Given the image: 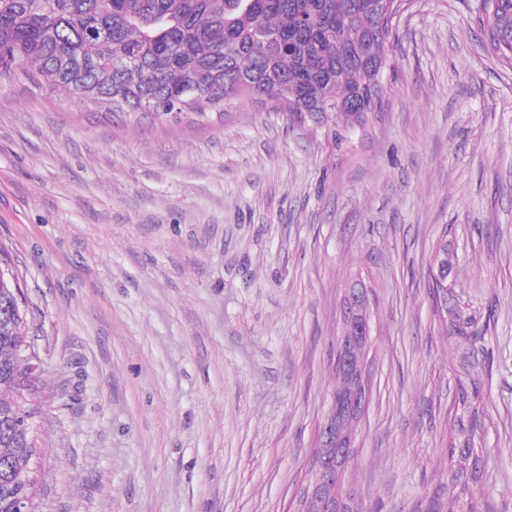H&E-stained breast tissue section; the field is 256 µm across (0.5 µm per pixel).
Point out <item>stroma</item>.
I'll return each instance as SVG.
<instances>
[{
    "label": "stroma",
    "mask_w": 512,
    "mask_h": 512,
    "mask_svg": "<svg viewBox=\"0 0 512 512\" xmlns=\"http://www.w3.org/2000/svg\"><path fill=\"white\" fill-rule=\"evenodd\" d=\"M481 3L406 0L378 109L336 142L246 98L162 128L0 88L36 512H287L358 280L361 512H427L473 417L490 505L512 512V66L484 48ZM443 245L452 303L481 315L469 342L430 294Z\"/></svg>",
    "instance_id": "1"
}]
</instances>
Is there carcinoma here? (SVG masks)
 <instances>
[{
  "label": "carcinoma",
  "instance_id": "1",
  "mask_svg": "<svg viewBox=\"0 0 512 512\" xmlns=\"http://www.w3.org/2000/svg\"><path fill=\"white\" fill-rule=\"evenodd\" d=\"M0 0V86L47 80L107 119L150 118L160 125H204L239 96L268 102L324 136L336 123L357 127L376 111L389 62L393 15L376 17L374 0ZM479 22L488 52L512 63V0H483ZM20 287L0 248V512L12 497L33 495L16 481L31 462V434L16 422L23 361L30 342ZM476 313L452 312L454 335L476 336ZM459 420L448 446V498L456 512H488L480 456ZM355 449L337 448L334 469H350Z\"/></svg>",
  "mask_w": 512,
  "mask_h": 512
}]
</instances>
